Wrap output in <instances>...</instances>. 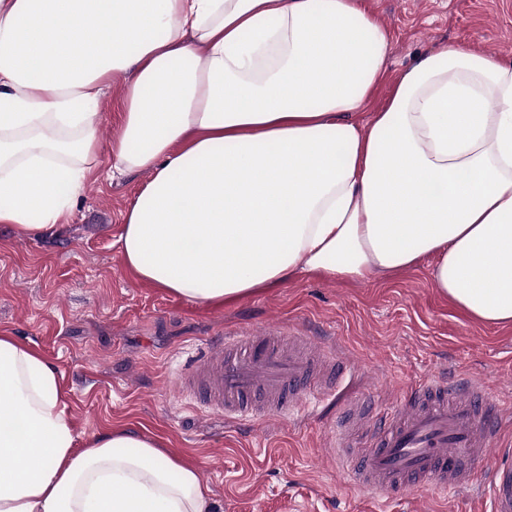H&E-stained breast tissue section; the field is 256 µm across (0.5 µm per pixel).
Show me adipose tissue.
I'll return each mask as SVG.
<instances>
[{
    "instance_id": "obj_1",
    "label": "adipose tissue",
    "mask_w": 512,
    "mask_h": 512,
    "mask_svg": "<svg viewBox=\"0 0 512 512\" xmlns=\"http://www.w3.org/2000/svg\"><path fill=\"white\" fill-rule=\"evenodd\" d=\"M389 45L365 0H0V224L67 222L116 84L112 166L150 175L119 238L141 282L221 308L428 260L470 319L512 324V60L444 44L360 123ZM0 512L216 504L151 435L77 449L56 370L4 333Z\"/></svg>"
}]
</instances>
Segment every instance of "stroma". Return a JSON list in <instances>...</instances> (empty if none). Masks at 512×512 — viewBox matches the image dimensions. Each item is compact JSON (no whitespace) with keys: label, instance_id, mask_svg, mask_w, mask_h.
<instances>
[{"label":"stroma","instance_id":"1","mask_svg":"<svg viewBox=\"0 0 512 512\" xmlns=\"http://www.w3.org/2000/svg\"><path fill=\"white\" fill-rule=\"evenodd\" d=\"M390 31L387 73L361 113L385 106L399 73L454 41L512 59V0H367ZM119 92L99 103L103 147L68 223L41 235L0 224V333L37 347L69 394L76 444L121 424L194 459L220 512H404L369 507L336 471L329 429L366 401L392 406L437 374L482 379L512 400V325L465 316L435 288L429 264L386 278L340 282L301 274L210 309L139 283L123 268L124 213L145 173L111 179L121 135ZM282 329L349 361L336 392L295 419L272 412L226 425L180 394L177 379L231 329Z\"/></svg>","mask_w":512,"mask_h":512}]
</instances>
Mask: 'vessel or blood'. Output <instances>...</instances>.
Returning <instances> with one entry per match:
<instances>
[{"mask_svg": "<svg viewBox=\"0 0 512 512\" xmlns=\"http://www.w3.org/2000/svg\"><path fill=\"white\" fill-rule=\"evenodd\" d=\"M344 365L321 352L283 349L270 333H226L178 385L182 393L237 421H250L259 398L273 410L291 414L311 394L335 389ZM504 403L474 377L435 376L411 388L399 404L376 419L361 416L369 443L349 445L347 424L331 432L339 469L354 487L377 497L395 492L411 496L424 487L473 489L490 512H512V450L499 448ZM499 457L488 462V448Z\"/></svg>", "mask_w": 512, "mask_h": 512, "instance_id": "vessel-or-blood-1", "label": "vessel or blood"}]
</instances>
